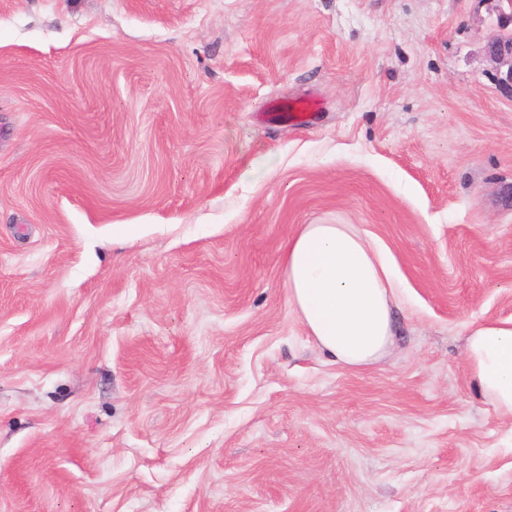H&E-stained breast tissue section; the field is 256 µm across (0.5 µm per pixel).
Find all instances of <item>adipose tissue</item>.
I'll list each match as a JSON object with an SVG mask.
<instances>
[{"instance_id":"ef3b65f1","label":"adipose tissue","mask_w":512,"mask_h":512,"mask_svg":"<svg viewBox=\"0 0 512 512\" xmlns=\"http://www.w3.org/2000/svg\"><path fill=\"white\" fill-rule=\"evenodd\" d=\"M282 267L289 306L331 361L359 368L388 352L395 274L354 225H299L285 243ZM464 355L476 392L512 417V318L476 324Z\"/></svg>"}]
</instances>
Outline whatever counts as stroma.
Here are the masks:
<instances>
[{"label":"stroma","instance_id":"1","mask_svg":"<svg viewBox=\"0 0 512 512\" xmlns=\"http://www.w3.org/2000/svg\"><path fill=\"white\" fill-rule=\"evenodd\" d=\"M482 0H0V512H512L471 384L512 317ZM313 94L311 123L268 120ZM353 224L394 346L331 362L281 246Z\"/></svg>","mask_w":512,"mask_h":512}]
</instances>
